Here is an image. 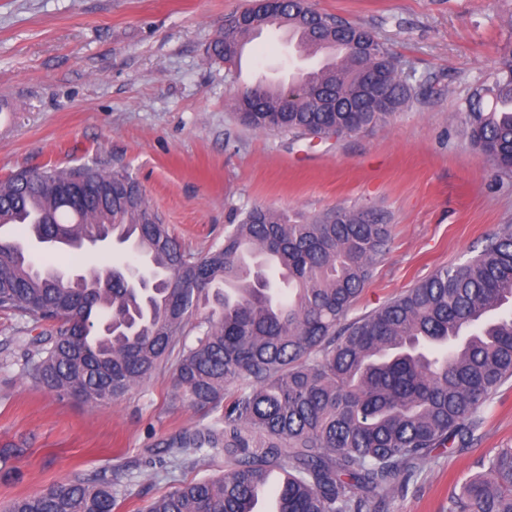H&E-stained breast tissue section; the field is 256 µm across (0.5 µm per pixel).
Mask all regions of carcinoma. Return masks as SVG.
<instances>
[{
    "instance_id": "carcinoma-1",
    "label": "carcinoma",
    "mask_w": 512,
    "mask_h": 512,
    "mask_svg": "<svg viewBox=\"0 0 512 512\" xmlns=\"http://www.w3.org/2000/svg\"><path fill=\"white\" fill-rule=\"evenodd\" d=\"M273 23L299 28L307 41L339 44L345 57L322 74L302 75L308 90L288 100L263 91L238 100L241 120L259 130L340 138L381 125L421 95V81L371 31L321 13L306 0L256 13L247 26L223 28L211 54L234 64L242 39ZM471 143L512 173V42L490 81L464 100ZM0 311L45 326L37 339L39 384L62 397L103 402L128 393L174 363L176 395L215 413L169 448V467L191 456L224 455L219 480L182 483L146 512H252L265 477L277 512L384 510L413 486L436 450L463 449L484 411L512 378V224L461 265L430 277L371 312L348 314L372 267L386 254L389 225L375 212L336 209L294 221L256 206L204 254L185 250L139 183L124 169L95 162L45 165L0 179ZM78 242L94 235L125 244L154 286L84 288L49 274L51 257L33 263L20 237ZM176 279L177 288L167 287ZM199 315L192 322L190 317ZM478 471L448 492L443 512H512V448L477 462ZM118 490L76 477L0 512H114Z\"/></svg>"
}]
</instances>
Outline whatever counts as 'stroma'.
<instances>
[{
  "label": "stroma",
  "instance_id": "obj_1",
  "mask_svg": "<svg viewBox=\"0 0 512 512\" xmlns=\"http://www.w3.org/2000/svg\"><path fill=\"white\" fill-rule=\"evenodd\" d=\"M251 0H0V178L52 163L122 167L188 251L207 252L260 205L305 220L371 208L390 226L386 254L349 312L362 316L481 251L512 224V174L470 144L462 104L488 78L512 30V0H311L380 37L425 93L386 125L345 138L255 130L236 117L254 73L302 72L286 36L256 31L234 66L210 57L226 16ZM34 324L0 313V448L19 475L0 504L75 476H103L115 512H145L181 482L218 478L223 458L171 472L166 445L205 422L175 395L172 368L118 399L84 403L42 388ZM512 447V380L473 444L424 467L388 512H440L477 460Z\"/></svg>",
  "mask_w": 512,
  "mask_h": 512
}]
</instances>
